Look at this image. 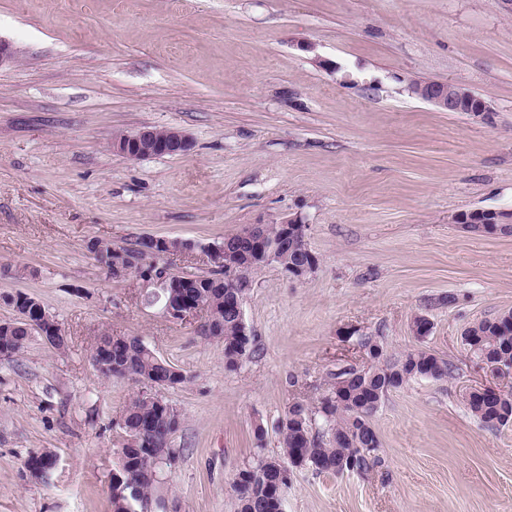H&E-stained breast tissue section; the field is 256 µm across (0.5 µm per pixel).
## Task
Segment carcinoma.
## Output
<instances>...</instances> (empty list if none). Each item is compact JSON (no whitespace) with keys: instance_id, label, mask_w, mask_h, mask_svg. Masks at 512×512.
<instances>
[{"instance_id":"carcinoma-1","label":"carcinoma","mask_w":512,"mask_h":512,"mask_svg":"<svg viewBox=\"0 0 512 512\" xmlns=\"http://www.w3.org/2000/svg\"><path fill=\"white\" fill-rule=\"evenodd\" d=\"M246 230L225 238L229 253L224 261L241 266V274L248 276L254 268L245 265L239 256L236 244L242 241ZM159 248L154 238H141L133 247H114L95 239L87 243V250L99 263L112 267V261L121 257L144 259L149 250ZM306 234L295 230L290 232L288 244L279 253L278 265H303L308 254ZM245 294L242 288L224 287V273L212 271L205 274H187L181 278V287L171 289L172 301L181 299L196 302L205 299L210 302L213 312L224 320V335L216 337L224 345V364L229 369L238 366L241 355L253 353L252 339L240 335L241 329L234 315L229 313L224 298L229 292ZM483 337L484 350L493 359L502 363L512 359V336L499 332L489 321L482 320L472 325ZM36 330L28 331L3 325L0 328V358L9 359L20 352ZM96 371L107 378H135L145 376L158 386L174 387L185 381L184 374L168 361L158 356L149 347L140 344V339L130 336L105 335L97 341L91 356ZM450 374L446 360L435 354L416 349L400 356L387 355L361 373L343 371L335 375L330 393L325 396L315 411L319 416L320 428L313 430L312 419L303 407H292L280 421V453L266 457L255 466L239 470L232 482L237 496V512H278L283 504L288 481L281 476L277 465L288 464L293 456L303 458L309 468L317 473L340 474L339 464L348 456L359 451L366 442L380 447L371 417L385 397L394 389L401 388L419 378L444 379ZM468 408L480 424L488 427H505L512 422V403L506 399L488 394H472L466 397ZM180 412L167 408L145 393H142L125 407L121 417L124 440L117 449L119 456L115 472L124 476L123 481H110V502L112 512H141L140 502L153 500L165 505V500L155 496L160 480V465H170L178 454L169 447L171 436L182 426ZM146 432L145 446L133 447L129 439ZM137 484L132 489L127 479Z\"/></svg>"}]
</instances>
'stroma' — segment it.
<instances>
[{
  "label": "stroma",
  "instance_id": "obj_1",
  "mask_svg": "<svg viewBox=\"0 0 512 512\" xmlns=\"http://www.w3.org/2000/svg\"><path fill=\"white\" fill-rule=\"evenodd\" d=\"M0 297H36L64 329L0 361V512H112L118 423L141 383L94 369L99 336H135L178 368L157 389L182 427L162 490L179 512H237L234 475L280 451L278 425L317 407L364 337L425 349L450 377L392 390L372 417L383 463L368 473L292 469L285 512H512V426L483 427L461 397L492 385L463 343L512 312V5L506 0H0ZM313 50H304V43ZM452 80L489 113L411 95ZM177 128L188 152L132 160L114 140ZM307 224L317 265L251 276L254 352L224 366L202 316L172 320L151 286L112 277L99 239L190 240L162 258L209 272L204 247L250 224ZM427 316L425 339L412 332ZM263 425V446L253 429ZM50 450L49 482L23 462ZM490 212V213H489ZM492 211H474L471 212L469 215L460 218L458 223L460 224L461 228L465 231L478 235L479 233L483 234L484 230V224H495V231L498 234L502 235H512V224H506L502 223L499 220L497 221L496 217L499 219L500 215L496 212Z\"/></svg>",
  "mask_w": 512,
  "mask_h": 512
}]
</instances>
